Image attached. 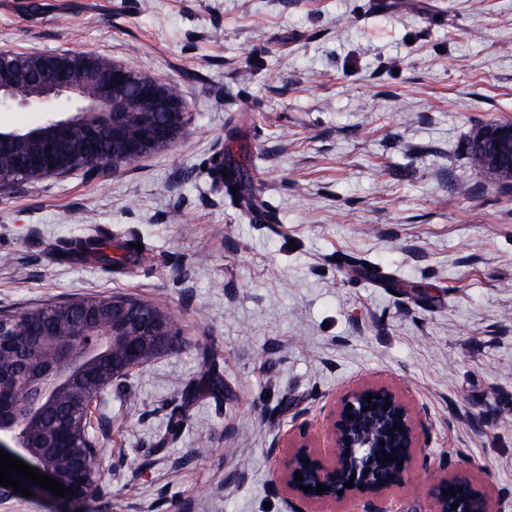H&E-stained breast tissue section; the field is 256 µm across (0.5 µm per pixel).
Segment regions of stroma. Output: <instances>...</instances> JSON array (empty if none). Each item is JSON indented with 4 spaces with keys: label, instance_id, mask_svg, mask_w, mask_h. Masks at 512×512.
I'll use <instances>...</instances> for the list:
<instances>
[{
    "label": "stroma",
    "instance_id": "1",
    "mask_svg": "<svg viewBox=\"0 0 512 512\" xmlns=\"http://www.w3.org/2000/svg\"><path fill=\"white\" fill-rule=\"evenodd\" d=\"M0 51L90 53L177 84L191 114L135 166L0 192V308L126 293L183 341L98 399L104 495L0 489V512H297L274 478L286 438L327 451L367 381L422 425L427 465L389 512H430L426 486L461 462L512 512V193L465 151L512 122V0H0ZM235 126L276 223L211 186ZM94 225L143 237L138 265L58 263L57 240ZM204 349L224 397L168 439Z\"/></svg>",
    "mask_w": 512,
    "mask_h": 512
}]
</instances>
